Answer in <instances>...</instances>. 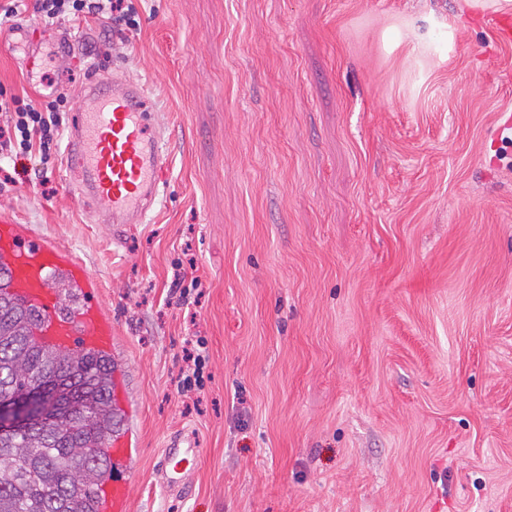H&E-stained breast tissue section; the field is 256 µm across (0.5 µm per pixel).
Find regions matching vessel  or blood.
<instances>
[{
  "label": "vessel or blood",
  "mask_w": 512,
  "mask_h": 512,
  "mask_svg": "<svg viewBox=\"0 0 512 512\" xmlns=\"http://www.w3.org/2000/svg\"><path fill=\"white\" fill-rule=\"evenodd\" d=\"M87 108L75 113L65 158L81 199L113 224L143 222L158 189L163 166L161 137L143 86L98 80L84 88ZM0 277L25 307L42 315L35 338L61 349H112V315L98 300L102 282L72 249L37 235L9 210H0ZM105 452L127 477L99 489L105 512H128L130 479L137 473L139 450L131 435L114 436ZM201 451L172 439L161 452L156 476L166 492L185 485Z\"/></svg>",
  "instance_id": "obj_1"
}]
</instances>
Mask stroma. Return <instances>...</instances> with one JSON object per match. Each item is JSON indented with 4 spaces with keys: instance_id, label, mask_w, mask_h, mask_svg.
Returning <instances> with one entry per match:
<instances>
[{
    "instance_id": "stroma-1",
    "label": "stroma",
    "mask_w": 512,
    "mask_h": 512,
    "mask_svg": "<svg viewBox=\"0 0 512 512\" xmlns=\"http://www.w3.org/2000/svg\"><path fill=\"white\" fill-rule=\"evenodd\" d=\"M131 3L124 36L0 23V84L77 112L89 79L137 83L160 128L144 223L101 222L60 154L0 188L104 284L129 512H512V44L463 0ZM175 436L202 454L172 495ZM189 345H192L190 343ZM193 346V345H192ZM185 366H181L178 373V387L183 389H192L193 386L199 389L203 388L202 370L205 365L206 356L199 349L192 347V349L185 350L183 357Z\"/></svg>"
}]
</instances>
